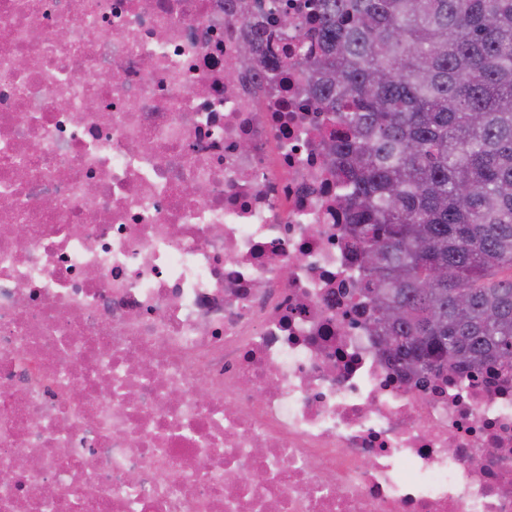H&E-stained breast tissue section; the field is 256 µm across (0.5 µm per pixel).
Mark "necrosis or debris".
Returning <instances> with one entry per match:
<instances>
[{
  "instance_id": "4bbe7bcc",
  "label": "necrosis or debris",
  "mask_w": 512,
  "mask_h": 512,
  "mask_svg": "<svg viewBox=\"0 0 512 512\" xmlns=\"http://www.w3.org/2000/svg\"><path fill=\"white\" fill-rule=\"evenodd\" d=\"M319 19L0 0V512H512V372L387 360L310 59L240 55Z\"/></svg>"
}]
</instances>
